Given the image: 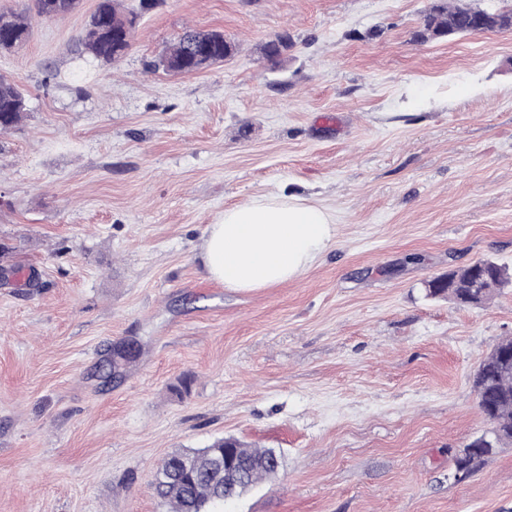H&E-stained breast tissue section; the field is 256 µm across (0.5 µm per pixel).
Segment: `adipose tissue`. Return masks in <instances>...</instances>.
Segmentation results:
<instances>
[{
    "label": "adipose tissue",
    "mask_w": 512,
    "mask_h": 512,
    "mask_svg": "<svg viewBox=\"0 0 512 512\" xmlns=\"http://www.w3.org/2000/svg\"><path fill=\"white\" fill-rule=\"evenodd\" d=\"M324 207L282 192L263 194L225 209L208 225L202 247L204 271L225 288H271L300 275L334 236Z\"/></svg>",
    "instance_id": "adipose-tissue-1"
}]
</instances>
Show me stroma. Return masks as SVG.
I'll return each instance as SVG.
<instances>
[{"mask_svg": "<svg viewBox=\"0 0 512 512\" xmlns=\"http://www.w3.org/2000/svg\"><path fill=\"white\" fill-rule=\"evenodd\" d=\"M97 3L0 0L31 21L0 52L26 97L0 131V268L36 276L0 282V512H169L156 468L221 437L282 461L223 512H512V447L452 477L491 429L472 382L512 288L425 290L512 268V30L418 41L434 0H118L138 23L102 63ZM187 27L232 55L157 68ZM284 188L333 215L319 258L273 288L207 278L206 226ZM511 280L512 272L507 266L491 260H479L432 278L428 281V290L431 296L447 295L462 306H482ZM443 282H446V285L437 286Z\"/></svg>", "mask_w": 512, "mask_h": 512, "instance_id": "35a3bbf8", "label": "stroma"}]
</instances>
